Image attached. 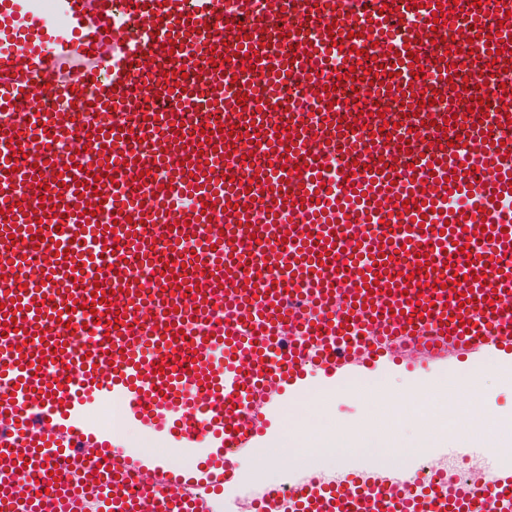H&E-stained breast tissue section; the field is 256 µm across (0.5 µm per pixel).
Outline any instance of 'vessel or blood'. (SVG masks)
I'll return each instance as SVG.
<instances>
[{"mask_svg": "<svg viewBox=\"0 0 512 512\" xmlns=\"http://www.w3.org/2000/svg\"><path fill=\"white\" fill-rule=\"evenodd\" d=\"M472 10L494 20L491 35L463 60L435 50L437 27ZM357 13L361 22H352ZM370 30L387 36L376 54ZM286 39L287 57L278 48ZM492 54L496 76L466 89L464 71L483 72ZM221 61L239 97L225 98ZM177 68L192 69L196 86L176 84ZM375 68L387 95L422 100L428 77L447 86L457 120L426 111L423 142L376 145L345 165L349 130L371 107L337 115L333 84H361ZM271 76L305 80L302 95L280 108L276 131L263 110ZM47 92L58 109L37 111ZM157 93L170 110L149 114L140 145L127 147L109 112L139 111ZM201 94L223 106V126L184 123L183 109ZM489 111L500 125L512 120V0H51L46 10L39 0H0V512H84L107 487L112 512H208L205 499H169L166 489L234 492L262 428L259 409L282 392L301 400L308 372L359 377L399 344L422 365L512 359V137L474 151L460 136ZM245 113L281 164L228 187L219 174ZM73 141L82 156L62 154ZM409 151L421 154L411 169L401 162ZM105 192L128 240L120 250L103 240ZM464 196L474 207L457 206ZM389 218L406 228L403 244L373 235ZM259 231L276 245L263 258L272 272L263 293L237 265ZM193 238L201 247L185 250ZM452 242L460 253L449 254ZM400 249L420 264L424 295L384 277ZM164 254L179 265L155 282L148 317L136 268ZM49 288L64 292L94 339L63 326L45 302ZM119 301L124 326L113 337ZM187 318L196 326L191 361L176 353ZM107 401L120 412L103 429L88 413ZM131 424L164 439L168 456L116 457ZM481 454L487 495L445 478L407 496L399 464L391 477L337 489L298 477L287 502L267 487L261 509L512 512V467L498 464L493 448ZM181 460L206 467L185 477ZM21 464L38 478L40 499L17 501ZM79 465L87 476L77 491Z\"/></svg>", "mask_w": 512, "mask_h": 512, "instance_id": "obj_1", "label": "vessel or blood"}]
</instances>
